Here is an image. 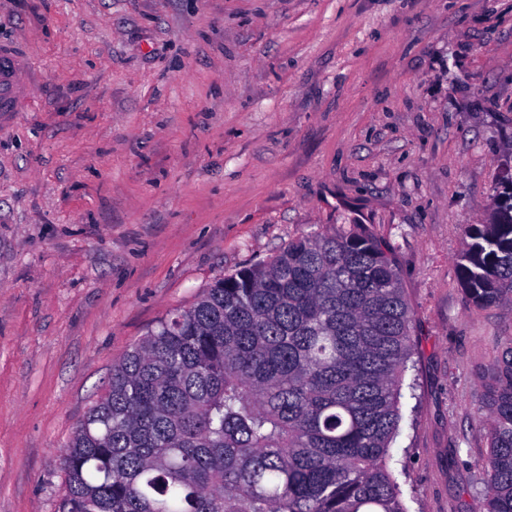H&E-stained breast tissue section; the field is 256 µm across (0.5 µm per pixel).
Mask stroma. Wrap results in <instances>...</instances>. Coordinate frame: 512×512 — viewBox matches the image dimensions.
Masks as SVG:
<instances>
[{
    "instance_id": "35a3bbf8",
    "label": "stroma",
    "mask_w": 512,
    "mask_h": 512,
    "mask_svg": "<svg viewBox=\"0 0 512 512\" xmlns=\"http://www.w3.org/2000/svg\"><path fill=\"white\" fill-rule=\"evenodd\" d=\"M31 71L0 118V512H58L112 367L216 278L362 230L415 323L387 466L485 512L481 373L512 302L462 289L512 169V0H0Z\"/></svg>"
}]
</instances>
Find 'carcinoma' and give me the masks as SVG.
<instances>
[{
    "label": "carcinoma",
    "mask_w": 512,
    "mask_h": 512,
    "mask_svg": "<svg viewBox=\"0 0 512 512\" xmlns=\"http://www.w3.org/2000/svg\"><path fill=\"white\" fill-rule=\"evenodd\" d=\"M463 290L512 300V187L465 225ZM414 313L388 248L301 236L156 322L63 458L58 512H407L386 467ZM486 512H512V336L483 381Z\"/></svg>",
    "instance_id": "1"
}]
</instances>
